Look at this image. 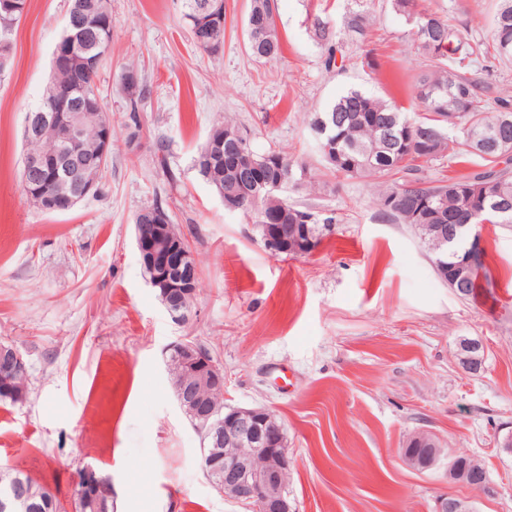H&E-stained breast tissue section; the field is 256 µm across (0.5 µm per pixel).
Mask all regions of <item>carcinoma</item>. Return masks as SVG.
<instances>
[{
	"mask_svg": "<svg viewBox=\"0 0 512 512\" xmlns=\"http://www.w3.org/2000/svg\"><path fill=\"white\" fill-rule=\"evenodd\" d=\"M17 11L0 10V41L6 38L12 23L21 17L27 0H16ZM393 11L404 17L414 30L417 49L431 62V69L415 85V100L427 115L413 120L395 105L381 98L351 89L340 96L325 111L317 123L323 132V147L336 151V161L324 162L331 174L344 178L367 180L373 187V199L379 212L390 221L408 224L418 236L416 212L422 203L429 204L432 223L444 224L454 229L457 224L478 225L483 219L480 210L489 207L487 202H476L470 208L462 207L457 189L488 183L497 199L508 200L509 206L492 224H512V159L502 158L509 146L501 145L492 136L484 139L478 134L497 128L504 115L512 116V99L495 97L482 102L484 86L476 77L477 72H487L496 62L512 63V0H499L491 30L485 39H474L464 34L452 19L436 12L417 10L416 0H391ZM71 7L83 15V36L68 26L64 37L76 36V50L93 52L107 59L112 44V29L99 27L102 16L112 14L109 0H71ZM278 5L275 0H250L246 19L247 47L256 61L274 58L281 51L277 28ZM313 37L327 46L326 64L336 61L333 44L334 33L327 22L315 18ZM225 25H219L194 38L196 46L206 52L216 51L224 43ZM99 67L74 73L62 69L56 72L55 81L76 88L82 100L91 102L94 111L105 112L103 98L97 86ZM124 84L130 95L132 116L138 112L137 101L145 98L147 85L134 70L124 75ZM54 145V134L44 129L28 143V151L42 153ZM250 151L266 159L261 171L263 180L271 181L279 175L288 177V185L314 189V177L309 168L299 164L288 153L269 148L263 151L249 146ZM448 156L467 164L472 158L484 161L483 170L468 172L445 179L429 178L424 172L435 162ZM252 193L258 200H248L242 213L254 217L255 224H263V213L286 206L297 209L277 192L263 196V188ZM302 213L312 218V248H317L322 238L336 223V216L325 215L311 209ZM433 254L435 272L440 278H449L452 269L464 255L466 243L455 236L442 248L428 245ZM472 279L457 284L456 293L464 298L477 295L481 284L479 271ZM28 479L22 472L0 474V500L10 493L11 487ZM75 512H112V500L96 502V493L78 488L74 490Z\"/></svg>",
	"mask_w": 512,
	"mask_h": 512,
	"instance_id": "1",
	"label": "carcinoma"
}]
</instances>
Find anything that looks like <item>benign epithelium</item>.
<instances>
[{"instance_id":"benign-epithelium-1","label":"benign epithelium","mask_w":512,"mask_h":512,"mask_svg":"<svg viewBox=\"0 0 512 512\" xmlns=\"http://www.w3.org/2000/svg\"><path fill=\"white\" fill-rule=\"evenodd\" d=\"M212 21H224V0H207L192 18L198 29ZM90 61L95 63L97 59L82 57L74 48L61 44L53 54L52 71ZM49 92L52 107L47 111L26 113L23 138L28 142L44 127L51 126L56 132V144L48 154H25L22 185L29 194L41 196L47 209L62 205L70 209L95 193L96 182L87 173L103 167L109 160L112 124L108 119L99 123L96 132L100 149L94 155L86 154L82 148L86 136L85 113L77 108L72 91L65 86L53 85ZM236 139L232 159L240 169V181L225 190L222 196L225 208L231 212L243 207L241 190L254 183L259 169L257 161L246 152L249 134L239 132ZM47 180L53 184L49 193L43 192ZM169 228V218L163 210L143 209L135 225V244L144 268L150 273V285L160 290L162 302L174 321L184 324L192 317L189 300L197 293L199 267L192 251L181 239L173 237ZM265 228L264 242L268 248L276 251L288 240V225L267 224ZM482 254L481 237L475 234L467 258L456 267L448 284L454 286L466 277ZM172 350L178 353V406L197 422L196 429L209 447L224 449L219 459L203 454L206 471L211 470L218 460H223L224 474L215 488L226 498L249 504L254 512H292L288 498L291 465L283 423L264 406L218 404L216 399L224 397V372L206 348L183 338L172 346ZM460 351L465 368L472 373L479 372L483 364L482 345L463 339ZM20 371H27L23 355L13 348L0 346V383L10 387L13 376ZM402 456L407 466L425 471L440 463L447 453L431 434L420 433L402 449ZM448 476L474 490L482 491L487 486L486 473L474 470L467 456H455L448 461ZM74 483L80 487H97V495L102 498L112 496V486L100 483L89 466L75 471Z\"/></svg>"}]
</instances>
